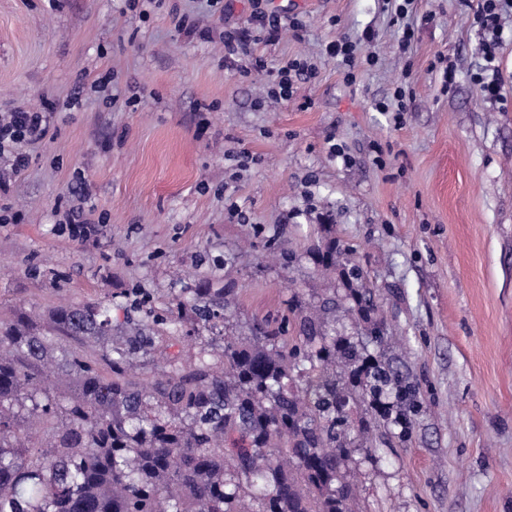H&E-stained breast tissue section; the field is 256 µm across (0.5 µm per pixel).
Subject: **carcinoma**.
I'll use <instances>...</instances> for the list:
<instances>
[{
	"mask_svg": "<svg viewBox=\"0 0 512 512\" xmlns=\"http://www.w3.org/2000/svg\"><path fill=\"white\" fill-rule=\"evenodd\" d=\"M341 269L356 328L381 330L371 289L334 241L312 254ZM226 321L227 290L178 300ZM336 298L294 301L284 325L156 353L139 324L115 331L99 301L0 322V512H352L350 449L389 412L408 426L416 389L360 341L330 335ZM296 335L285 336V326Z\"/></svg>",
	"mask_w": 512,
	"mask_h": 512,
	"instance_id": "cac0c4a2",
	"label": "carcinoma"
}]
</instances>
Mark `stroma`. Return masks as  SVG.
Returning a JSON list of instances; mask_svg holds the SVG:
<instances>
[{
  "instance_id": "1",
  "label": "stroma",
  "mask_w": 512,
  "mask_h": 512,
  "mask_svg": "<svg viewBox=\"0 0 512 512\" xmlns=\"http://www.w3.org/2000/svg\"><path fill=\"white\" fill-rule=\"evenodd\" d=\"M391 4L266 0L303 29L256 55L315 69L283 101L225 68L218 0H0V113L51 114L0 191V321L95 300L183 349L220 330L159 316L202 283L231 289L230 333L342 288L311 260L335 238L388 325L378 358L418 388L401 441L352 450L355 512H512V10L496 35L478 0H411L406 43ZM339 36L375 58L352 84ZM399 87L405 112L377 110Z\"/></svg>"
}]
</instances>
